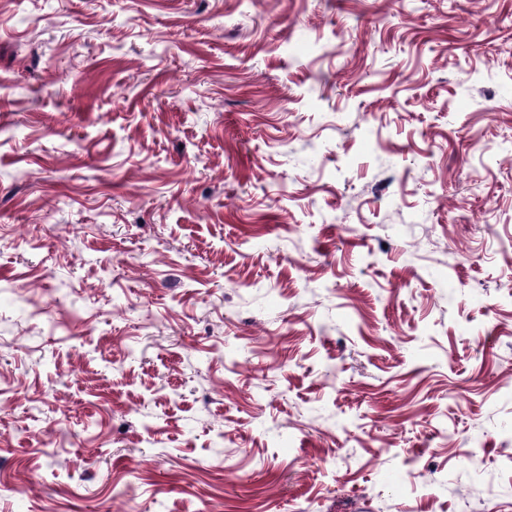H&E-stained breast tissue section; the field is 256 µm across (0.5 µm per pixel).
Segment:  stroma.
I'll return each instance as SVG.
<instances>
[{
    "mask_svg": "<svg viewBox=\"0 0 512 512\" xmlns=\"http://www.w3.org/2000/svg\"><path fill=\"white\" fill-rule=\"evenodd\" d=\"M0 512H512V0H0Z\"/></svg>",
    "mask_w": 512,
    "mask_h": 512,
    "instance_id": "1",
    "label": "stroma"
}]
</instances>
